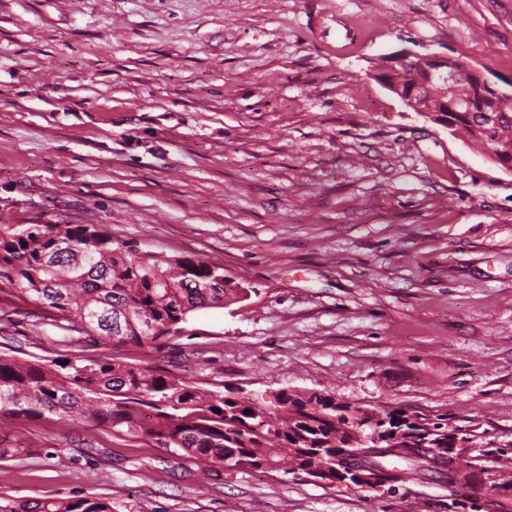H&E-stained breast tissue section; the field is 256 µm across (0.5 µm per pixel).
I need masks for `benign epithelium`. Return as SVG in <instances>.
Here are the masks:
<instances>
[{
	"instance_id": "benign-epithelium-1",
	"label": "benign epithelium",
	"mask_w": 512,
	"mask_h": 512,
	"mask_svg": "<svg viewBox=\"0 0 512 512\" xmlns=\"http://www.w3.org/2000/svg\"><path fill=\"white\" fill-rule=\"evenodd\" d=\"M413 70L417 72L415 82L402 88L398 85L390 86L384 78L389 71ZM370 76L378 80L386 89L393 90V94L408 107L417 112L426 114L433 122L448 126V101L441 96L448 95V90L460 82L471 84V99H481L494 90L496 83L490 81L478 69L466 64L452 56L437 53L414 54L396 52L382 60L381 65L370 71ZM439 87L437 95L439 105H433L426 97L425 92L432 87Z\"/></svg>"
}]
</instances>
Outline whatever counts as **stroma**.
I'll return each mask as SVG.
<instances>
[{
    "label": "stroma",
    "instance_id": "35a3bbf8",
    "mask_svg": "<svg viewBox=\"0 0 512 512\" xmlns=\"http://www.w3.org/2000/svg\"><path fill=\"white\" fill-rule=\"evenodd\" d=\"M444 53L512 80V0H0V224H100L224 266L240 302L133 360L207 388L329 394L512 445V173L369 75ZM42 308L0 294V347L67 356ZM0 461V498L112 512H449L280 471L201 472L55 413ZM0 512H112V505L90 497L0 501Z\"/></svg>",
    "mask_w": 512,
    "mask_h": 512
}]
</instances>
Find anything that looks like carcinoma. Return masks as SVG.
I'll list each match as a JSON object with an SVG mask.
<instances>
[{
  "label": "carcinoma",
  "mask_w": 512,
  "mask_h": 512,
  "mask_svg": "<svg viewBox=\"0 0 512 512\" xmlns=\"http://www.w3.org/2000/svg\"><path fill=\"white\" fill-rule=\"evenodd\" d=\"M448 128L464 132L489 163L512 162V88L476 112L448 113ZM245 292L222 266L115 242L99 224H0V293L48 309L71 342L79 336L114 349L158 348L192 313L222 308ZM47 412L228 471L309 475L370 466L390 475L391 491L426 475L449 485L458 476L471 491L478 482L466 456H448L465 437L442 415L374 414L286 389L274 405L201 388L119 354L21 357L1 350L0 413L33 421ZM30 448L0 434V460H21ZM0 512H112V505L90 497L6 500Z\"/></svg>",
  "instance_id": "carcinoma-1"
}]
</instances>
